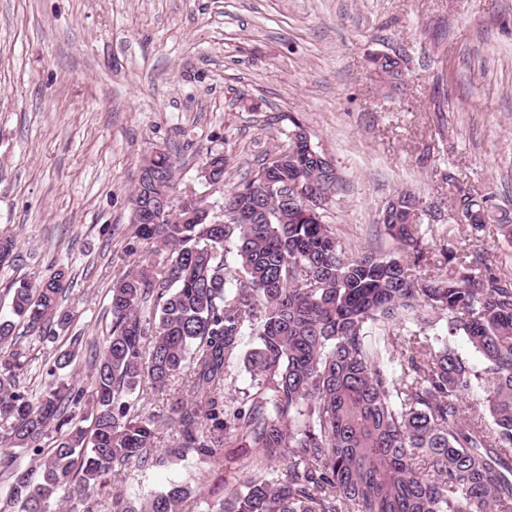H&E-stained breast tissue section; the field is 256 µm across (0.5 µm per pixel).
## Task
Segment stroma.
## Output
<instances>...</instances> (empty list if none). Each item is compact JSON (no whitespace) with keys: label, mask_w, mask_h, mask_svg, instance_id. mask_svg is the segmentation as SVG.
I'll return each instance as SVG.
<instances>
[{"label":"stroma","mask_w":512,"mask_h":512,"mask_svg":"<svg viewBox=\"0 0 512 512\" xmlns=\"http://www.w3.org/2000/svg\"><path fill=\"white\" fill-rule=\"evenodd\" d=\"M375 51L406 56L405 85L373 76ZM293 117L342 179L328 213L346 249L381 239L378 211L406 185L446 209L453 176L512 209V0H0V231L19 240L0 317L15 281L64 264L63 306L101 340L141 158L169 152L182 189L222 149L219 202L286 143ZM450 242L508 250L445 217L430 245ZM173 480L195 490L184 512L216 498L189 459L128 468L76 512H108L116 492L141 503Z\"/></svg>","instance_id":"stroma-1"}]
</instances>
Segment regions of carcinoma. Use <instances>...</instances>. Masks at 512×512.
Returning <instances> with one entry per match:
<instances>
[{"mask_svg": "<svg viewBox=\"0 0 512 512\" xmlns=\"http://www.w3.org/2000/svg\"><path fill=\"white\" fill-rule=\"evenodd\" d=\"M370 63L384 82L403 84L398 61L377 52ZM290 122L278 165L262 163L231 192L257 223L158 208L156 223L132 225L87 382L60 374L83 344L75 332L69 349L39 365L48 382L22 385L32 360L15 321L32 343L70 333L61 301L71 280L57 269L14 289L15 319H0V512H50L132 465L189 458L246 472L224 481L207 512H512V270L482 248L450 246L440 249L445 268L429 272L422 199L408 188L385 202L400 209L380 225L396 248L347 252L326 208L284 209L261 190L266 179L320 196L329 178L340 185ZM143 171L154 178L135 190L151 205L171 191L175 161L157 152ZM451 207L472 230L492 224L512 245V212L495 197L455 182ZM149 244L158 260L145 263ZM16 250L1 232L0 266L16 262ZM457 336L481 368L458 353ZM240 358L257 386L235 408L224 404V382ZM154 395L167 396L162 421L144 411ZM162 426L175 434L166 448ZM191 498L174 482L137 508L116 493L111 512H182Z\"/></svg>", "mask_w": 512, "mask_h": 512, "instance_id": "carcinoma-1", "label": "carcinoma"}]
</instances>
